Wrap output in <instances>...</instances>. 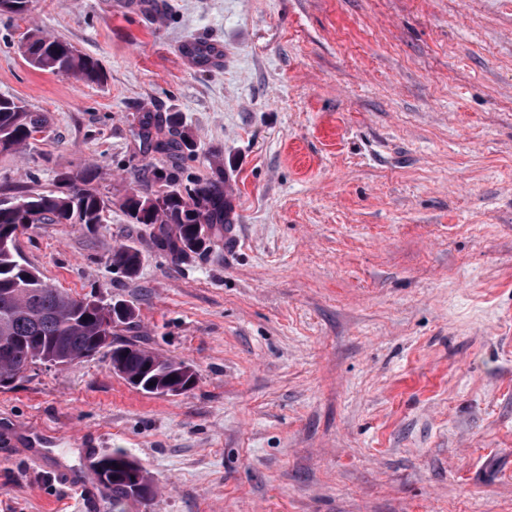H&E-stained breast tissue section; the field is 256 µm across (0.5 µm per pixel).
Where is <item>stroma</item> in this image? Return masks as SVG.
<instances>
[{"mask_svg":"<svg viewBox=\"0 0 512 512\" xmlns=\"http://www.w3.org/2000/svg\"><path fill=\"white\" fill-rule=\"evenodd\" d=\"M150 2L0 14V96L44 118L0 150V196L93 170L105 223L30 225L18 252L131 307L116 344L196 381L143 392L104 350L0 388V512H74L57 463L90 480L115 448L155 490L126 512H512V0ZM35 33L103 80L31 67ZM147 115L189 136L190 177L224 161L206 254L173 261L124 212L143 164L171 166ZM125 245L132 276L109 265ZM33 429L60 444L15 447Z\"/></svg>","mask_w":512,"mask_h":512,"instance_id":"35a3bbf8","label":"stroma"}]
</instances>
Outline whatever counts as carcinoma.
I'll use <instances>...</instances> for the list:
<instances>
[{"label":"carcinoma","mask_w":512,"mask_h":512,"mask_svg":"<svg viewBox=\"0 0 512 512\" xmlns=\"http://www.w3.org/2000/svg\"><path fill=\"white\" fill-rule=\"evenodd\" d=\"M25 46L36 57L33 68L37 70L74 75L90 83L103 79L98 60L73 51L64 41L31 36ZM42 125L40 114L12 99L0 101V150L28 145ZM140 138L148 149L169 156L173 163L169 169L142 168V188L123 203L126 215L135 224L156 229L157 247L175 260L211 250L213 238L224 236V163L213 162L209 177L189 178L184 184L180 162L183 154L193 152L190 139L155 137L148 118L141 122ZM92 180V172L84 171L65 177V190L60 193L0 198V340H9V347L0 350V386L27 377L39 364L70 365L107 348L114 371L131 386L146 393L178 386L183 393L195 383V373L185 364L135 343L112 346V322H130L132 308L115 309V319L107 318L94 300L73 297L49 285L18 259L17 233L29 224L104 222L106 204L91 187ZM109 263L130 275L140 265V254L122 246L112 251ZM95 463L100 485L112 495V512H124L122 505L134 497V473L140 475L141 491L153 493L148 477L123 449L114 448Z\"/></svg>","instance_id":"obj_1"}]
</instances>
